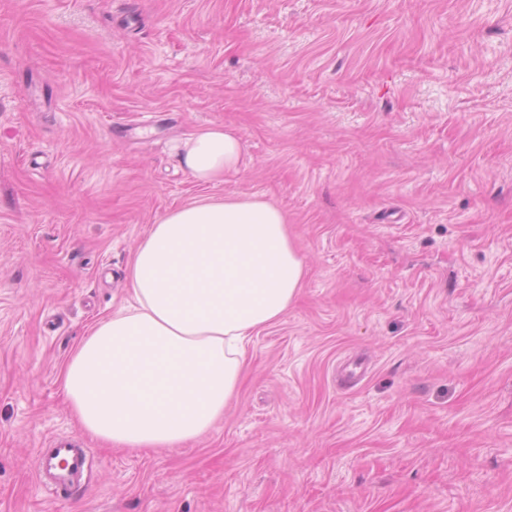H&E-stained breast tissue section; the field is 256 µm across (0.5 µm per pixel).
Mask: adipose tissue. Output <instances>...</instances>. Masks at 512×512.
Instances as JSON below:
<instances>
[{
  "mask_svg": "<svg viewBox=\"0 0 512 512\" xmlns=\"http://www.w3.org/2000/svg\"><path fill=\"white\" fill-rule=\"evenodd\" d=\"M173 151L201 185L244 161L238 132L224 125L198 127ZM305 273L287 216L261 195L168 210L129 264L133 305L93 324L64 368L84 430L125 448L207 435L238 392L253 337L287 313Z\"/></svg>",
  "mask_w": 512,
  "mask_h": 512,
  "instance_id": "obj_1",
  "label": "adipose tissue"
}]
</instances>
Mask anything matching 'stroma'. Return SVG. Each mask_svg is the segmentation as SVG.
Listing matches in <instances>:
<instances>
[{"label": "stroma", "instance_id": "obj_1", "mask_svg": "<svg viewBox=\"0 0 512 512\" xmlns=\"http://www.w3.org/2000/svg\"><path fill=\"white\" fill-rule=\"evenodd\" d=\"M207 124L246 163L202 187ZM232 193L287 215L296 301L208 435L93 438L64 364L151 224ZM57 437L95 467L50 500ZM0 512H512V0H0ZM173 151L179 165L200 185L224 181V175L238 171L244 161L238 132L224 125L198 127L176 142Z\"/></svg>", "mask_w": 512, "mask_h": 512}]
</instances>
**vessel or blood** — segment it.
I'll return each instance as SVG.
<instances>
[{"label":"vessel or blood","mask_w":512,"mask_h":512,"mask_svg":"<svg viewBox=\"0 0 512 512\" xmlns=\"http://www.w3.org/2000/svg\"><path fill=\"white\" fill-rule=\"evenodd\" d=\"M91 468L92 460L87 450L76 447L66 438L59 439L53 447L35 451L37 483L51 495L80 487Z\"/></svg>","instance_id":"obj_1"}]
</instances>
